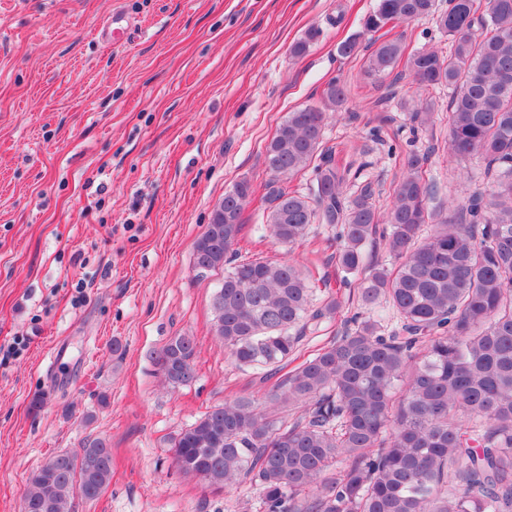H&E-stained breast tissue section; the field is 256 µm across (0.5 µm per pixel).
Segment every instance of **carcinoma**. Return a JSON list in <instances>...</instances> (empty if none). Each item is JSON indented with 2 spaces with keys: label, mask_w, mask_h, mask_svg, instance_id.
<instances>
[{
  "label": "carcinoma",
  "mask_w": 512,
  "mask_h": 512,
  "mask_svg": "<svg viewBox=\"0 0 512 512\" xmlns=\"http://www.w3.org/2000/svg\"><path fill=\"white\" fill-rule=\"evenodd\" d=\"M486 33L474 29L476 0H378L368 33L432 16L448 37L444 53L405 54L400 39L375 47L366 72L385 82L400 60L417 88L452 90L448 142L458 159L478 156L489 192H472L448 212L429 208L425 154L405 151L385 216L372 183L348 195L331 148L327 113L347 100L339 79L320 104L290 113L266 146V219L274 241L299 243L312 224L338 228V264L359 276L358 301L385 303L395 326L364 317L312 356L293 353L309 323L341 308L329 295L315 309L308 270L287 261L238 260L232 246L253 193L247 179L224 194L193 248V268L227 267L212 297L213 332L231 361L273 381L265 406L246 396L206 411L173 438V460L214 492L258 486L263 512H512V0H484ZM427 98L410 113L431 121ZM312 170L304 195L287 179ZM395 260L366 263L380 221ZM197 342L180 333L156 353L163 381L196 377ZM294 407L288 419L280 410ZM348 461L338 478L322 475ZM112 480V449L99 439L60 450L32 475L22 512H72Z\"/></svg>",
  "instance_id": "1"
}]
</instances>
